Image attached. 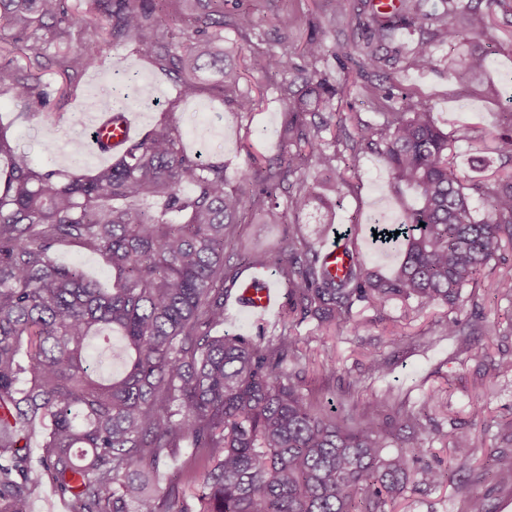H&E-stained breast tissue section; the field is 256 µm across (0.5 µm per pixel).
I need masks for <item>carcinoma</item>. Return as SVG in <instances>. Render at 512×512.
Segmentation results:
<instances>
[{
    "label": "carcinoma",
    "mask_w": 512,
    "mask_h": 512,
    "mask_svg": "<svg viewBox=\"0 0 512 512\" xmlns=\"http://www.w3.org/2000/svg\"><path fill=\"white\" fill-rule=\"evenodd\" d=\"M166 2L174 0H90L79 17L66 0H0V29L13 30V48L22 51L37 32L62 34L97 13L118 40L159 26ZM445 2L448 10L433 15L422 0H399L391 13L363 0L370 30L361 47L364 76L391 80L400 58L389 43L400 29L418 35L409 65L429 70L437 47L485 29L500 11L512 16V0ZM199 20L179 50L159 39L143 43L185 100L197 92L198 70L224 71V51L208 29L253 27L241 8L229 21L222 6ZM300 54L308 66L286 51L249 59L256 74L285 76L277 92L286 107V146L275 160L250 155L237 188L229 187L224 166L182 149L167 114L90 175L34 162L0 126V156L8 158L0 181V512H29L47 481L69 512H393L408 486L452 483L472 468L475 441L453 429L442 434L452 465L414 466L426 452L434 394L418 410L390 392L360 412L341 395L323 405L306 388L294 331L312 320L340 327L356 307L391 300L453 308L470 285L511 301L512 271L490 279L486 270L503 243L512 245V172L463 182L453 163L456 138L408 94L397 109L392 93L370 92L379 121L358 120L351 131L342 125L341 137L326 140L330 121L321 114L344 88L316 68L326 54L322 40L309 37ZM488 61L487 53L467 56L456 79L468 83ZM0 89L30 109L43 105L32 75L9 62L0 65ZM224 91L237 111L255 109L249 93L228 84ZM506 116L496 150L512 162V102ZM341 146L377 156L391 190L411 196L402 223L377 227L378 238L403 251L392 272L376 274L353 256L334 275L296 224L278 249L229 263L243 213L285 224L315 204L330 205L302 180L278 213L277 190L311 162L336 175ZM473 195L489 208L482 223L472 215ZM64 244L103 254L110 284L56 262ZM249 265L272 269L288 286L281 330L212 335L224 324L230 287ZM104 331L120 336L127 352L123 370L107 380L88 361L90 337ZM479 333L496 330L478 310L466 322L448 318V337L461 346ZM38 432L43 453L35 467L29 448ZM183 442L209 464L195 511L181 498V480L159 487L160 464ZM483 470L512 487V454L496 452ZM460 512H490L486 496L466 497Z\"/></svg>",
    "instance_id": "carcinoma-1"
}]
</instances>
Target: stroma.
Listing matches in <instances>:
<instances>
[{
	"instance_id": "1",
	"label": "stroma",
	"mask_w": 512,
	"mask_h": 512,
	"mask_svg": "<svg viewBox=\"0 0 512 512\" xmlns=\"http://www.w3.org/2000/svg\"><path fill=\"white\" fill-rule=\"evenodd\" d=\"M359 0H244L252 14L251 30L238 32L233 27L223 31L224 49L236 67H243L251 53L288 49L299 53L308 34L321 38L327 48H334L338 36H351L356 25ZM288 13V30L275 31L274 18ZM104 19L71 28L55 36L38 32L30 50L9 52L10 31L0 32V62L15 64L33 74L38 90L49 105L33 112L17 102L12 93L0 91V125L8 127L15 144L35 162L51 164L70 172L92 173L101 160L88 150L91 125L87 113L94 106L112 104L114 77L123 71L139 73L143 84L152 89L143 97L130 89L128 110L138 123L139 132L152 129L164 113H171L187 150L204 159L223 164L227 178H234L249 154L276 156L283 146L279 138L285 108L275 86L278 74L242 75L238 85L258 101L254 112H237L225 97L219 76L202 73L194 99L179 97L177 83L158 72L153 59L142 49L138 37L110 39ZM94 55L77 70H69L73 56L86 50ZM491 50L490 65L482 81L461 87L453 76L455 64L468 52ZM318 68L334 83L348 85L349 93L335 100L339 115L357 114L365 121L378 116L365 103V83L356 66L347 67L333 56H325ZM396 93H408L426 100L438 124L458 138V174L465 180H480L493 173L512 171V163L494 150L493 139L501 130V116L512 102V25L503 18L482 31L469 34L458 46L441 47L436 65L422 72L401 63L393 75ZM346 188L330 212L314 209L296 216L310 241L330 244L337 232L350 231L359 258L371 268L390 273L401 257L400 250L381 252L370 240L368 227L380 213L399 218L401 202L388 190L389 174L376 156L362 153L349 173ZM481 311L484 321L498 325L508 337L504 341L481 340L470 349L459 350L448 341L449 316L468 317ZM354 324L344 327L303 323L297 329L309 357L307 382L316 392L344 395L349 407H364L374 396L392 391L407 407L419 408L423 397L438 392L431 408L433 428H455L476 441L475 467H482L491 450L507 448V441L497 435L495 421L512 412V377L494 375L482 365L483 355H497L499 350L512 353V303L494 301L480 288H465L456 309L444 304L424 307L398 301L378 309L356 308ZM336 359V374L329 377L317 368L324 354ZM387 363L383 374L370 375L372 359ZM492 391L483 418H472L469 401L483 388ZM471 493L487 496L493 512H512V487L497 486L492 480L475 479L445 485L432 491H408L399 500L400 512H459L463 498Z\"/></svg>"
}]
</instances>
